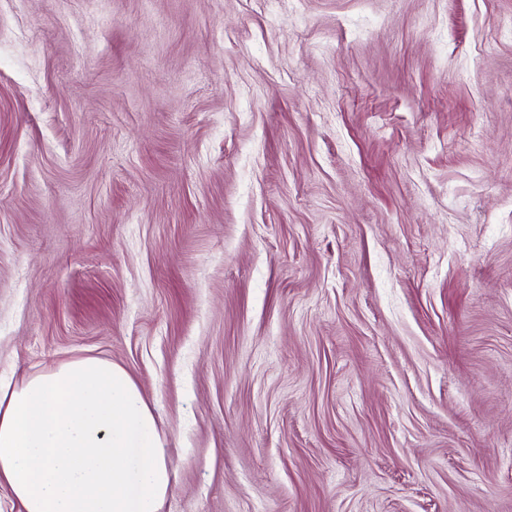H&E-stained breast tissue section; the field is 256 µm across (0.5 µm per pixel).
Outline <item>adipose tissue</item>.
<instances>
[{
  "label": "adipose tissue",
  "mask_w": 512,
  "mask_h": 512,
  "mask_svg": "<svg viewBox=\"0 0 512 512\" xmlns=\"http://www.w3.org/2000/svg\"><path fill=\"white\" fill-rule=\"evenodd\" d=\"M164 437L120 365L72 359L0 381V487L21 512H161Z\"/></svg>",
  "instance_id": "ef3b65f1"
}]
</instances>
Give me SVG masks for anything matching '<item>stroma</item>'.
Instances as JSON below:
<instances>
[{
  "instance_id": "stroma-1",
  "label": "stroma",
  "mask_w": 512,
  "mask_h": 512,
  "mask_svg": "<svg viewBox=\"0 0 512 512\" xmlns=\"http://www.w3.org/2000/svg\"><path fill=\"white\" fill-rule=\"evenodd\" d=\"M82 355L163 512H512V0H0V374Z\"/></svg>"
}]
</instances>
